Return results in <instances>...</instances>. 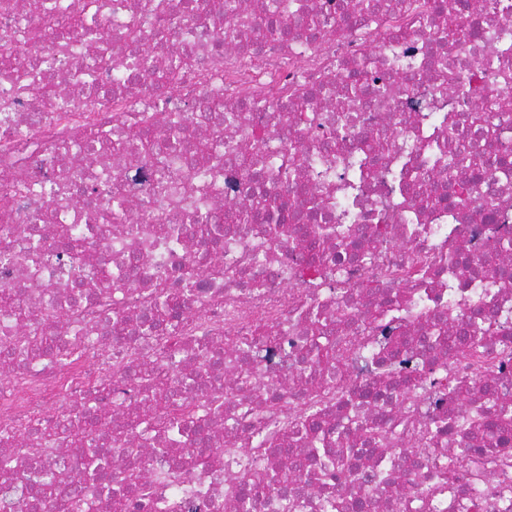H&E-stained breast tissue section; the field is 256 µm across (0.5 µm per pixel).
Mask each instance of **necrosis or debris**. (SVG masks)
Masks as SVG:
<instances>
[{
  "mask_svg": "<svg viewBox=\"0 0 512 512\" xmlns=\"http://www.w3.org/2000/svg\"><path fill=\"white\" fill-rule=\"evenodd\" d=\"M59 2L57 26L84 20L62 53L23 41L45 30L42 14L0 10V39L22 59L0 77V454L13 462L0 470V512H60L57 497L36 496L50 473L70 485L69 512H512V429L494 443L470 425L512 417V165L483 171L496 203L444 199L449 175L431 147L468 102L439 88L438 68L415 67L448 51L431 13L389 0L350 30V0H295L331 28L260 43L240 20L264 16L266 0L221 14L217 0L170 13L154 0ZM496 2L471 0L481 26L457 55L478 69L484 100L508 107L512 10ZM104 45L109 63L85 74ZM176 56L189 66L160 84ZM358 73L391 93L337 120L340 84ZM150 115L165 131H204L219 158L195 165L146 156L133 138L117 153L101 142ZM379 138L384 148L367 151ZM280 164L290 186L257 189L284 202V219L303 213L305 248L229 211L254 172ZM431 191L440 199L428 206ZM117 196L122 222L109 218ZM338 225L346 234L314 232ZM55 227L92 262L57 249ZM163 292L179 302L144 333ZM230 338L251 339L250 353L230 354ZM324 345L342 350L337 366L318 362ZM149 379L182 398L219 464L194 436L170 440ZM90 406L101 426L85 425ZM307 416L350 467L296 441ZM52 426L101 449L98 494L80 487L84 448L46 442ZM374 428L385 444L367 442ZM136 471L139 493L115 508L113 489ZM248 485L260 494L246 508Z\"/></svg>",
  "mask_w": 512,
  "mask_h": 512,
  "instance_id": "4bbe7bcc",
  "label": "necrosis or debris"
}]
</instances>
